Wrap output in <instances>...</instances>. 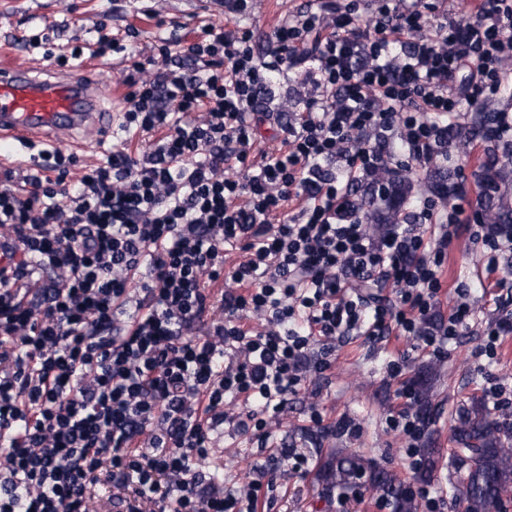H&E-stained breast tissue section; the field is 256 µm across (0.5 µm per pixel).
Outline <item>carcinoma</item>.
Wrapping results in <instances>:
<instances>
[{
	"label": "carcinoma",
	"instance_id": "cac0c4a2",
	"mask_svg": "<svg viewBox=\"0 0 512 512\" xmlns=\"http://www.w3.org/2000/svg\"><path fill=\"white\" fill-rule=\"evenodd\" d=\"M511 173L500 161L497 148H490L478 182L483 216L496 233L512 229V205L500 192V185ZM417 188L451 202L460 193L456 169L442 164L428 167L420 175L411 169L399 173L384 167L364 180L354 179L350 185L351 212L365 224H401L409 218L407 209L416 199ZM453 442V455L466 465L460 496L464 512H499L512 491V426L490 418L485 405L474 398L454 427ZM316 481L341 494L365 487L391 512H419L413 492L393 472L347 448H332L320 459Z\"/></svg>",
	"mask_w": 512,
	"mask_h": 512
}]
</instances>
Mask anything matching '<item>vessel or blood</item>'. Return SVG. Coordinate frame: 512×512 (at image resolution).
Segmentation results:
<instances>
[{"instance_id":"b4317fda","label":"vessel or blood","mask_w":512,"mask_h":512,"mask_svg":"<svg viewBox=\"0 0 512 512\" xmlns=\"http://www.w3.org/2000/svg\"><path fill=\"white\" fill-rule=\"evenodd\" d=\"M104 113L83 77L43 78L30 66L0 65V139L24 143L93 130L104 141L112 135L111 125L100 121Z\"/></svg>"}]
</instances>
